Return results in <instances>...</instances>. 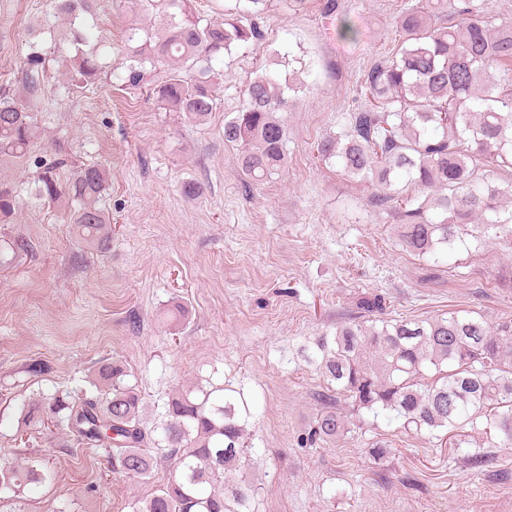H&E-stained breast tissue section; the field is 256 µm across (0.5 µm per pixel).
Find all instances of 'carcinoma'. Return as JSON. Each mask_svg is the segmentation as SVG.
<instances>
[{
  "instance_id": "1",
  "label": "carcinoma",
  "mask_w": 512,
  "mask_h": 512,
  "mask_svg": "<svg viewBox=\"0 0 512 512\" xmlns=\"http://www.w3.org/2000/svg\"><path fill=\"white\" fill-rule=\"evenodd\" d=\"M96 0H50V13L73 22L68 39L67 87L73 94L112 82V63L92 41L89 20ZM157 25L129 29L123 83L147 87L158 109L204 120L217 104L219 87L212 62L239 42L261 37L253 17L266 0L222 22L204 20L196 0H144ZM448 0L405 4L396 26L402 36L396 55L369 68L361 90L366 107L353 112L342 132L315 146L318 157L336 162L345 174L369 180L381 190L380 206L400 218L399 239L417 255L440 260L468 247L464 224H479L471 237L512 224V183L503 187L484 170L512 168V23L498 26L465 0L458 22L441 21ZM49 40L28 45L22 65L24 92L0 93V161L29 157L39 139L34 120ZM282 73H262L243 90L235 115L224 122V145L237 152L240 169L254 183L284 169L288 130L277 116L295 105L286 91L302 88V71L280 58ZM165 68L158 83L152 72ZM61 156L42 171L30 194L64 209L81 239L102 252L112 227L98 207L108 184L100 165L77 167L64 180ZM403 178L412 190L393 188ZM17 190L0 177V224L14 219ZM360 306L366 320L336 328L305 348L306 358L327 381L330 401L346 397L356 410L381 412L430 436L470 428L497 431L490 444L512 447V320L495 327L482 317L450 312L418 321L384 318L379 297ZM130 372L117 359L100 364L92 390L80 395L58 390L23 403L21 423L38 429L47 422L67 427L80 443L103 448L112 467L132 477L151 473V442L170 449L174 474L133 512H254L257 491L246 476L251 448L244 436L252 417L243 394L224 387L173 393L154 440L141 427L142 398ZM348 420L329 407L314 434L336 437ZM53 474L42 459L0 466V500H15Z\"/></svg>"
}]
</instances>
